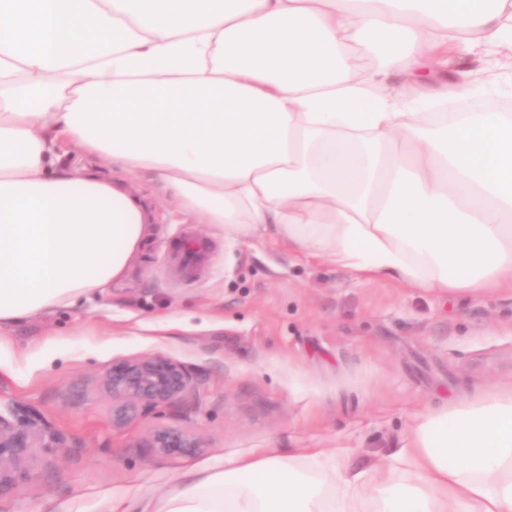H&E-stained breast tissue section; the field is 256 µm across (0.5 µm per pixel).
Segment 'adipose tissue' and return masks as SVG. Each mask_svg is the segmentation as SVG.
Listing matches in <instances>:
<instances>
[{
    "label": "adipose tissue",
    "instance_id": "adipose-tissue-1",
    "mask_svg": "<svg viewBox=\"0 0 512 512\" xmlns=\"http://www.w3.org/2000/svg\"><path fill=\"white\" fill-rule=\"evenodd\" d=\"M373 32L430 86L449 42L512 34V0H0V331L120 281L149 237L95 161L152 174L229 239L268 228L375 279L512 288V113L384 98L347 50ZM99 512H512V391L428 415L371 471L265 449Z\"/></svg>",
    "mask_w": 512,
    "mask_h": 512
}]
</instances>
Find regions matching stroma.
<instances>
[{
  "mask_svg": "<svg viewBox=\"0 0 512 512\" xmlns=\"http://www.w3.org/2000/svg\"><path fill=\"white\" fill-rule=\"evenodd\" d=\"M457 112L482 100L512 104V43L489 54L457 44L439 73ZM153 217L124 278L75 308L0 332V400L41 413L61 448H36L0 512H56L79 498L97 512L104 492L158 496L192 468L315 450L358 469L382 465L414 421L465 395L512 387V288L442 294L370 280L261 233L231 240L181 213L146 174L124 179ZM187 241L208 259L184 270ZM154 352L186 364L191 388L173 407L112 425L98 388L112 361ZM195 433V455L162 456L148 433Z\"/></svg>",
  "mask_w": 512,
  "mask_h": 512,
  "instance_id": "1",
  "label": "stroma"
}]
</instances>
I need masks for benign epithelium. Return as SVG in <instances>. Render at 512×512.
Listing matches in <instances>:
<instances>
[{"instance_id":"1","label":"benign epithelium","mask_w":512,"mask_h":512,"mask_svg":"<svg viewBox=\"0 0 512 512\" xmlns=\"http://www.w3.org/2000/svg\"><path fill=\"white\" fill-rule=\"evenodd\" d=\"M192 381L193 374L184 363L162 352L112 360L101 382L112 397V425H125L140 409L176 404ZM46 436L54 447H62V439L37 411L20 405L0 409V495L13 486L32 449ZM145 443L164 456L192 454L201 447L194 433L166 427L153 430Z\"/></svg>"}]
</instances>
